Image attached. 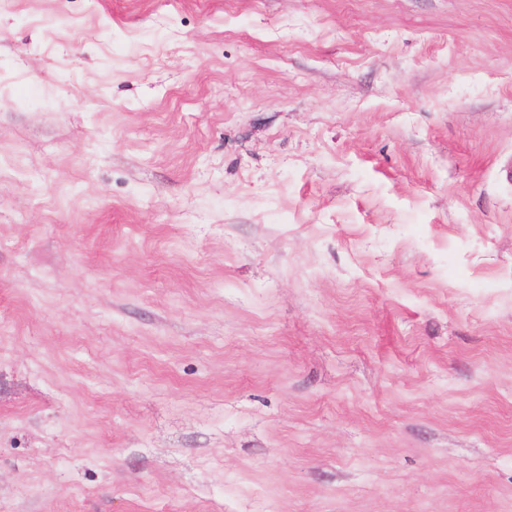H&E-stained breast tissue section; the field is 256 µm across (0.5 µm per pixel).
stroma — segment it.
<instances>
[{"label":"stroma","mask_w":512,"mask_h":512,"mask_svg":"<svg viewBox=\"0 0 512 512\" xmlns=\"http://www.w3.org/2000/svg\"><path fill=\"white\" fill-rule=\"evenodd\" d=\"M512 0H0V512H512Z\"/></svg>","instance_id":"1"}]
</instances>
